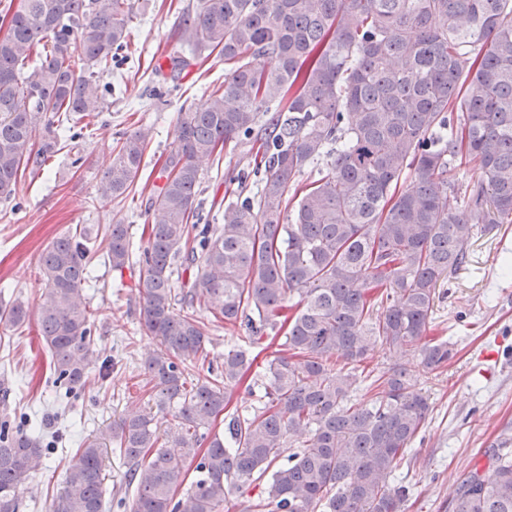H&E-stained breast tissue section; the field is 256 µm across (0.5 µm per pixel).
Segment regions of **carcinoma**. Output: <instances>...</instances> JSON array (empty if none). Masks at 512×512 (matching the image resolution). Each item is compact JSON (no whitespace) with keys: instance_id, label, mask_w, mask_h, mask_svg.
<instances>
[{"instance_id":"cac0c4a2","label":"carcinoma","mask_w":512,"mask_h":512,"mask_svg":"<svg viewBox=\"0 0 512 512\" xmlns=\"http://www.w3.org/2000/svg\"><path fill=\"white\" fill-rule=\"evenodd\" d=\"M128 22L127 0H20L0 37V199L63 149L54 126L75 139L100 115V78L123 57ZM179 27L192 53L224 61V90L179 114L143 253L129 225L106 233L112 269L145 265L142 320L159 349L143 367L155 406L176 419L160 448L149 413L109 427L134 487L130 512H219L230 488L265 476L242 512H402L409 487L390 479L429 399L402 365L381 372L368 400L351 393L379 344L430 371L448 366L455 343L423 341L436 287L466 264L478 225L512 224V0H200ZM150 133L116 140L100 197L129 194ZM256 139V193L225 203L219 224L192 223L201 162ZM319 161V177L300 185ZM470 163L475 180L450 181ZM94 253L85 230L39 259L38 332L51 383L68 395L109 363L91 348L83 292ZM178 269L190 272L179 286ZM196 304L252 344L284 333L263 407L232 415L228 442L212 427L238 393L247 351H225L220 368L187 384L209 343ZM26 319L20 303L0 307L1 323ZM294 442L299 451L277 464ZM47 448L0 422V512H20V486ZM106 450L97 439L76 449L51 512H103ZM188 460L197 476L178 498ZM490 468L460 481L452 512H512V456Z\"/></svg>"}]
</instances>
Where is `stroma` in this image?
<instances>
[{
	"label": "stroma",
	"mask_w": 512,
	"mask_h": 512,
	"mask_svg": "<svg viewBox=\"0 0 512 512\" xmlns=\"http://www.w3.org/2000/svg\"><path fill=\"white\" fill-rule=\"evenodd\" d=\"M199 0H128V51L118 69L125 81H113L107 109L92 131L68 145L48 166L26 174L15 197L0 199V306L23 303L37 314L45 284L38 258L56 237L83 228L130 225L137 248H145L142 228L160 183L163 155L174 138L181 110L206 105L224 83V66L198 58L173 72L170 54L180 49L182 13L196 10ZM150 128L152 138L133 190L109 200L97 192L122 134ZM256 144L246 142L203 163L196 204L204 219L220 221L218 204L230 170H249L260 161ZM512 257V224H495L478 233L468 261L450 280L441 282L431 338L455 342L457 354L448 367L430 372L416 358L376 348L368 368L383 371L406 364L416 391L428 396L432 411L396 471L410 488L404 512H451L457 483L469 470L488 469L495 453H512V274L502 271ZM90 267L98 278L88 289L93 314L92 347L114 359V368L92 371L78 397L65 396L47 384L49 353L35 322L19 327L0 323V416L27 414L30 426L48 423L66 441L24 481L23 512H50L62 489L70 456L87 439L104 436L112 421L132 412H153L159 435L174 424L171 413L154 411L152 386L143 361L158 342L140 320L145 269L131 265L116 271L103 261ZM278 344L249 348L254 361L244 381L252 395L236 396L234 407L257 411L264 374Z\"/></svg>",
	"instance_id": "1"
}]
</instances>
